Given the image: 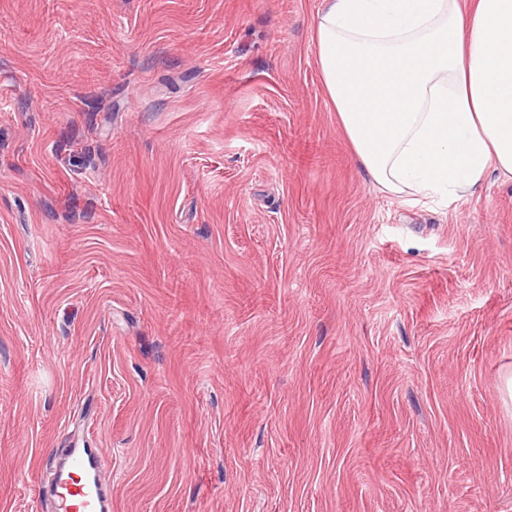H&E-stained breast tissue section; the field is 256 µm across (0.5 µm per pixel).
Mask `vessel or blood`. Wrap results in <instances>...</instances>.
Segmentation results:
<instances>
[{
  "mask_svg": "<svg viewBox=\"0 0 512 512\" xmlns=\"http://www.w3.org/2000/svg\"><path fill=\"white\" fill-rule=\"evenodd\" d=\"M101 449H69L57 472L56 512H110L112 497L104 481Z\"/></svg>",
  "mask_w": 512,
  "mask_h": 512,
  "instance_id": "vessel-or-blood-1",
  "label": "vessel or blood"
}]
</instances>
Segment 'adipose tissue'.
<instances>
[{
    "label": "adipose tissue",
    "instance_id": "obj_1",
    "mask_svg": "<svg viewBox=\"0 0 512 512\" xmlns=\"http://www.w3.org/2000/svg\"><path fill=\"white\" fill-rule=\"evenodd\" d=\"M314 39L373 184L418 203L512 178V0H323Z\"/></svg>",
    "mask_w": 512,
    "mask_h": 512
}]
</instances>
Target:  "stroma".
Listing matches in <instances>:
<instances>
[{
  "label": "stroma",
  "instance_id": "35a3bbf8",
  "mask_svg": "<svg viewBox=\"0 0 512 512\" xmlns=\"http://www.w3.org/2000/svg\"><path fill=\"white\" fill-rule=\"evenodd\" d=\"M321 0H0V512H512V180L374 188ZM105 456L100 448H70L58 470L57 512L112 511V497L104 481Z\"/></svg>",
  "mask_w": 512,
  "mask_h": 512
}]
</instances>
